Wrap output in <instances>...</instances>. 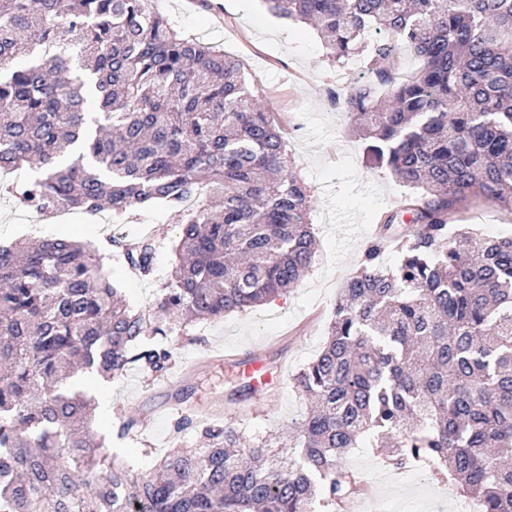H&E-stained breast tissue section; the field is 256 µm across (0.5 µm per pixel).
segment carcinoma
<instances>
[{
  "mask_svg": "<svg viewBox=\"0 0 512 512\" xmlns=\"http://www.w3.org/2000/svg\"><path fill=\"white\" fill-rule=\"evenodd\" d=\"M312 25L329 65L369 79L331 93L373 167L408 188L393 267L364 250L328 338L292 377L311 402L295 435L246 439L232 423L154 471L93 440L78 370L167 374L150 336L244 312L314 264L308 187L238 59L182 36L157 0H0V168L33 211L180 213L176 260L143 309L121 300L90 246H0V512H344L370 485L347 462H421L479 512H512V236L475 239L453 217L473 196L512 209V0H263ZM422 61L399 77L402 54ZM388 83L391 103L378 92ZM97 108L89 111L88 98ZM153 272L150 237L126 248Z\"/></svg>",
  "mask_w": 512,
  "mask_h": 512,
  "instance_id": "cac0c4a2",
  "label": "carcinoma"
}]
</instances>
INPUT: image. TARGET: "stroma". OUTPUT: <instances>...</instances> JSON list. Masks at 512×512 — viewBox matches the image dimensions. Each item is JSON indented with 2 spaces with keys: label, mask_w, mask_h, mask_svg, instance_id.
I'll return each instance as SVG.
<instances>
[{
  "label": "stroma",
  "mask_w": 512,
  "mask_h": 512,
  "mask_svg": "<svg viewBox=\"0 0 512 512\" xmlns=\"http://www.w3.org/2000/svg\"><path fill=\"white\" fill-rule=\"evenodd\" d=\"M159 8L185 35L242 61L248 84L280 127L294 170L310 190L319 249L308 275L284 295L168 336L174 364L164 377L146 376L133 366L110 381V411L95 415L91 433L120 463L143 471L174 445L200 447V428L232 422L247 437L265 438L285 432L299 418L308 402L291 378L320 351L336 298L359 268L381 213L396 207L405 192L389 172L366 165L347 114L330 104V92L346 96L351 83L368 78L362 62L335 70L315 30L271 16L261 0H220L213 6L204 0H159ZM25 216L13 196L0 190V243L28 236L87 242L132 307L147 305L168 281L179 225L174 211L164 206L134 209L115 219L106 211L71 210L64 221L34 230L25 228ZM457 221L479 237L512 235V210L488 202L473 203ZM106 224L113 229L110 244L102 241ZM149 236L156 241L154 274L144 278L131 268L120 244ZM255 354L274 380L264 393L246 390L252 379L242 362ZM185 414L195 426L177 431ZM131 418L137 426L118 437L119 426ZM354 467L371 484L374 498L399 502L403 512H424L441 488L434 480L397 479L366 454Z\"/></svg>",
  "instance_id": "stroma-1"
}]
</instances>
